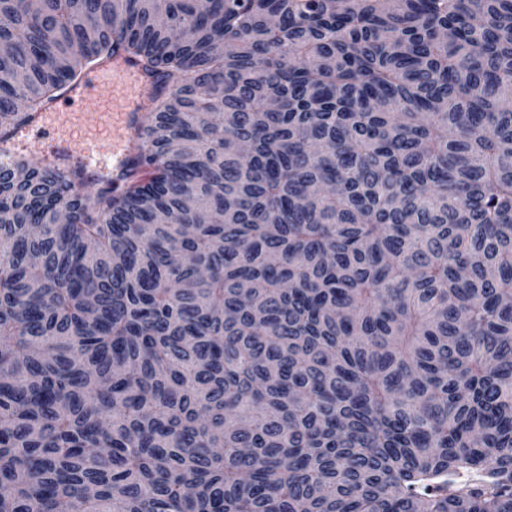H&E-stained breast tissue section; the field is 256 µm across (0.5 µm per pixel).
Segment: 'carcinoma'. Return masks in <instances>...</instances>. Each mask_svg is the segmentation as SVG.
Here are the masks:
<instances>
[{"label":"carcinoma","instance_id":"1","mask_svg":"<svg viewBox=\"0 0 512 512\" xmlns=\"http://www.w3.org/2000/svg\"><path fill=\"white\" fill-rule=\"evenodd\" d=\"M21 2L1 127L162 87L0 161V512H512V0ZM95 73L102 81L98 88L108 95L112 93V104L105 98L95 100L100 123L94 129L111 137L112 130L122 131V136L115 137L118 143L113 144V149L112 139H105L99 145L101 152L112 151V166L108 170L112 169L116 176L127 167L132 157L130 137L143 120V102L153 84L132 60L123 57L114 58L97 72L96 69L87 72L82 81L92 79ZM88 86L89 85L85 82L77 83L68 90L66 96L68 98H83L86 94V88ZM94 93H95V88H90L88 90V94L83 99H73V100L72 99H64V96H62L58 100L60 101L62 110L64 112H79L80 113V112H84V109H85V106L87 103V99L90 96H92ZM92 139L86 130L81 127L72 129L64 138H59L58 145L53 151L52 165L58 169H67L70 157L77 153L80 156L82 167L89 174L107 169V158L105 155L87 152L85 144Z\"/></svg>","mask_w":512,"mask_h":512}]
</instances>
